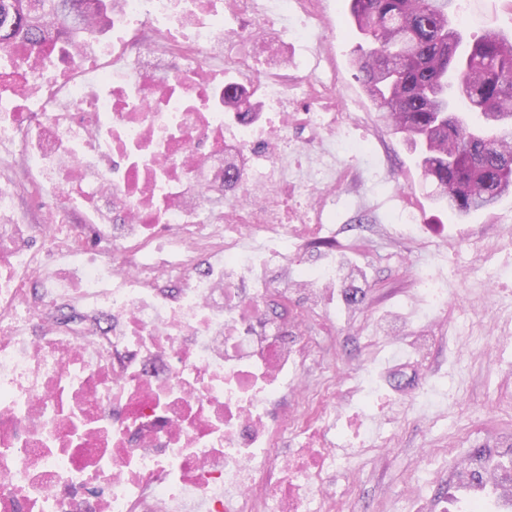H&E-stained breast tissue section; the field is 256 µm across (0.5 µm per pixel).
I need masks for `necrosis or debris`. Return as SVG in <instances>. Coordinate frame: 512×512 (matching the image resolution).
Returning <instances> with one entry per match:
<instances>
[{"instance_id":"4bbe7bcc","label":"necrosis or debris","mask_w":512,"mask_h":512,"mask_svg":"<svg viewBox=\"0 0 512 512\" xmlns=\"http://www.w3.org/2000/svg\"><path fill=\"white\" fill-rule=\"evenodd\" d=\"M301 16L308 0H112L120 44H60L87 78L45 68L40 47L14 49L0 70V155L38 153L33 168L54 189L52 221L37 232L68 258L88 312L107 306L112 328L61 329L46 316L54 293L32 304L40 262L35 230L0 195V512H331V469L343 447L325 390L305 386L302 341L311 309L340 277L300 272L292 288L241 293L252 273L244 239L295 247L302 225L331 223L336 156L319 150L295 180L302 206L279 183L294 148L288 86L276 75L287 56L241 52L248 28L225 16L274 24ZM241 74L264 108L251 121L224 110V69ZM240 181L230 203L213 189L225 172ZM94 207L110 243L85 249L70 224L73 202ZM205 256L220 275L197 276ZM185 291L168 307L145 298L161 279ZM110 293H103L104 283ZM301 294L306 307L267 321V293ZM295 368L290 386L277 378ZM306 444L276 451L284 434ZM485 490L468 512H512V473L476 456L457 464Z\"/></svg>"}]
</instances>
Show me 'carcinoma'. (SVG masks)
Segmentation results:
<instances>
[{
	"label": "carcinoma",
	"instance_id": "obj_1",
	"mask_svg": "<svg viewBox=\"0 0 512 512\" xmlns=\"http://www.w3.org/2000/svg\"><path fill=\"white\" fill-rule=\"evenodd\" d=\"M85 0H0V67L12 47L87 40L71 21ZM455 0H351L361 35L357 78L397 133L418 149L434 200L464 219L512 193V41L493 30L461 48L448 8ZM224 103L247 116L244 91Z\"/></svg>",
	"mask_w": 512,
	"mask_h": 512
}]
</instances>
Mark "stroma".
<instances>
[{
  "mask_svg": "<svg viewBox=\"0 0 512 512\" xmlns=\"http://www.w3.org/2000/svg\"><path fill=\"white\" fill-rule=\"evenodd\" d=\"M311 7L324 22L318 38L282 42L291 106L349 118L351 137L367 152L338 154L336 219L289 254L287 270L336 265L364 275L352 299H324L307 338L354 390L344 415L400 414L375 451L337 465L332 479L344 494L337 510L443 512L460 487L448 457L430 454L431 445L493 463L512 445V195L461 221L440 211L433 184L356 77L349 0H311ZM455 22L470 38L490 28L511 33L512 0H456ZM7 186L16 219L49 223L52 194L23 163L0 160V189ZM405 208L414 223H391ZM417 233L429 249L417 248ZM421 271L446 280L444 308L418 298ZM491 272L499 277L494 288Z\"/></svg>",
  "mask_w": 512,
  "mask_h": 512,
  "instance_id": "stroma-1",
  "label": "stroma"
}]
</instances>
